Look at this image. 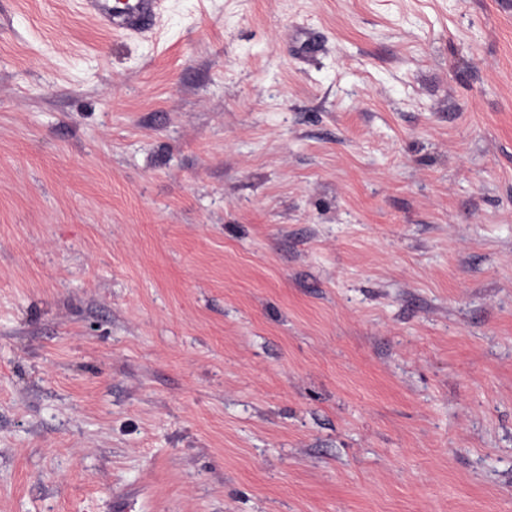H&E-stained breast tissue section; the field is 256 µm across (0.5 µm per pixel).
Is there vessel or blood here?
<instances>
[{
	"mask_svg": "<svg viewBox=\"0 0 512 512\" xmlns=\"http://www.w3.org/2000/svg\"><path fill=\"white\" fill-rule=\"evenodd\" d=\"M85 10L106 30L140 33L151 29L161 0H83Z\"/></svg>",
	"mask_w": 512,
	"mask_h": 512,
	"instance_id": "b4317fda",
	"label": "vessel or blood"
}]
</instances>
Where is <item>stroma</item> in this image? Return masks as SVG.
Instances as JSON below:
<instances>
[{"mask_svg":"<svg viewBox=\"0 0 512 512\" xmlns=\"http://www.w3.org/2000/svg\"><path fill=\"white\" fill-rule=\"evenodd\" d=\"M0 512H512V0H0ZM85 10L112 33H141L156 24L161 0H83Z\"/></svg>","mask_w":512,"mask_h":512,"instance_id":"obj_1","label":"stroma"}]
</instances>
